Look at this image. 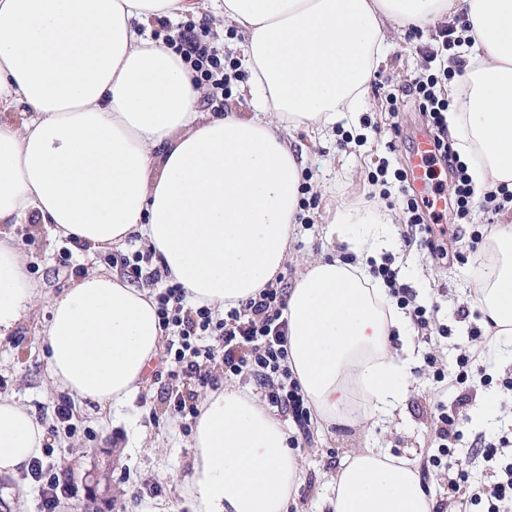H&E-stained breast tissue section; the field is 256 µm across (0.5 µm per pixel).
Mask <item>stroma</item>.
Here are the masks:
<instances>
[{"label": "stroma", "mask_w": 512, "mask_h": 512, "mask_svg": "<svg viewBox=\"0 0 512 512\" xmlns=\"http://www.w3.org/2000/svg\"><path fill=\"white\" fill-rule=\"evenodd\" d=\"M389 41L390 51L373 76L368 103L360 113L352 120L339 122L320 140H311L303 130L292 134V143L303 155L301 173L310 188L311 205L302 210L301 222L289 242L292 260L283 269L287 282H294L299 273L297 258L342 250V242L327 235L337 209H392L396 214L392 229L396 232L405 222L403 205L397 197L399 183L393 173L407 170L418 132L431 125L409 90L411 82L423 74L424 40L393 32ZM383 162L388 163L391 174L385 181H374L376 169ZM450 218L446 212L428 220V237L447 250V259H434L429 249L416 245H398L391 251L395 267L401 270L400 282L413 288L418 303L437 304L434 321L447 325L449 336L421 343L410 369L411 386L395 412L393 424L382 423L364 431L312 424L311 440L297 449L304 482L289 503L288 512H323L330 481L353 449L384 448L392 455L425 462L435 435V415L441 407L458 408L464 414L455 446L468 461L469 478L459 483L455 471H442L429 479V492L437 503H456L459 512H487V501L474 500L473 495L479 487L494 483L495 476L483 458L474 454L473 447L483 434L512 439V394L501 392L498 383L501 373L512 372V364H503L501 372L492 373L488 384L476 368L466 384L453 383L456 357L461 347L469 345V332L476 324L475 318L460 320L454 312L469 305L476 279L477 256L469 248L473 232L480 230L488 235L493 225L512 224V209L497 213L478 203L469 222L454 224ZM16 234L28 255V274L42 284L44 293L54 296L72 286L77 272L120 271L122 257L140 248L139 243L130 241L99 251L73 249L42 224L19 225ZM48 318L46 309H35L25 323L0 340V395L14 398L50 426L55 422L54 405L64 392L52 387L40 344ZM429 353L435 354L449 373L443 384H436L425 365ZM163 370L161 362H154L153 378L116 412L101 410L91 401L73 402L75 430L52 435L51 461L59 476L78 482L79 492L62 500L57 512H85L90 504L96 512H135L139 500L146 497L168 504L173 512H193L192 501L182 494L181 485L192 472L194 420L178 414L166 401L165 394L173 381L164 376ZM488 390L499 394L497 423L481 427L472 422L471 415ZM93 448L103 449L113 459L111 496L101 495L99 488L84 480L94 467L89 454Z\"/></svg>", "instance_id": "1"}]
</instances>
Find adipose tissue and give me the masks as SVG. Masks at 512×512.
<instances>
[{
  "label": "adipose tissue",
  "instance_id": "ef3b65f1",
  "mask_svg": "<svg viewBox=\"0 0 512 512\" xmlns=\"http://www.w3.org/2000/svg\"><path fill=\"white\" fill-rule=\"evenodd\" d=\"M212 15L235 29L247 112H205L208 88L155 39L159 20ZM465 17L469 62L448 131L476 194L512 187V0H0V337L33 308L50 378L78 400L120 407L148 380L162 330L150 289L87 271L50 297L26 273L18 225L98 250L138 238L193 305L238 306L289 261L300 212L290 141L323 137L362 110L389 48L388 27ZM393 213L337 210L329 235L349 258L300 260L288 293V367L317 418L392 422L417 346L369 272ZM494 264L473 288L493 344L512 358V225L488 243ZM285 423L226 384L206 391L193 437L195 512H288L302 467ZM46 428L0 397V476L41 457ZM330 512H435L417 464L382 448L345 457Z\"/></svg>",
  "mask_w": 512,
  "mask_h": 512
}]
</instances>
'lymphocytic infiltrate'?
I'll return each instance as SVG.
<instances>
[{
	"label": "lymphocytic infiltrate",
	"mask_w": 512,
	"mask_h": 512,
	"mask_svg": "<svg viewBox=\"0 0 512 512\" xmlns=\"http://www.w3.org/2000/svg\"><path fill=\"white\" fill-rule=\"evenodd\" d=\"M175 50L199 73L210 87V101L230 92L231 74L217 47L209 41L191 34H181L173 42ZM447 76L428 74L415 79L410 87L418 101L420 111L428 113L436 129L435 148L446 165L455 171V217L467 219L473 207L475 191L466 165L455 164L448 149V108L442 86ZM151 252L135 251L124 257L123 267L129 277L147 276L152 284H163L156 296L157 315L163 332L171 334L167 356L173 367L172 379L193 383L197 389L217 387L220 377L248 375L267 386L266 399L282 412H291L298 426H305L311 413L305 405L304 395L287 364L288 286L283 278H276L245 303L225 310L223 317H216L211 307H193L186 301L185 289L168 282V271L152 265ZM371 274L380 279L390 298L398 307L406 309L418 335L431 338L432 334L447 335V327H433L428 309L416 304L411 288L398 281V272L391 259L372 266ZM220 366L221 375H213L212 366ZM32 479L39 484L42 512H56L62 499L77 495V486L60 478L53 465L35 460L30 468Z\"/></svg>",
	"instance_id": "obj_1"
}]
</instances>
